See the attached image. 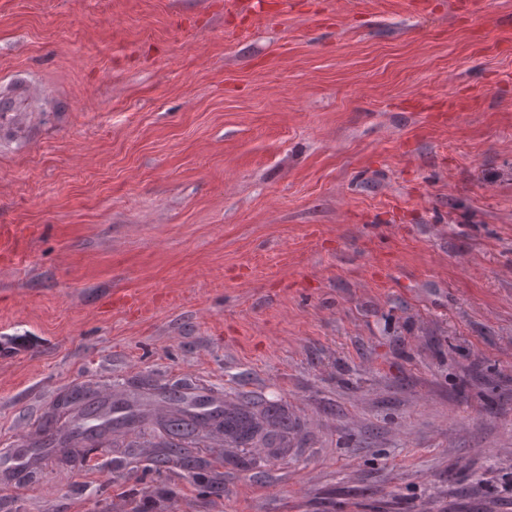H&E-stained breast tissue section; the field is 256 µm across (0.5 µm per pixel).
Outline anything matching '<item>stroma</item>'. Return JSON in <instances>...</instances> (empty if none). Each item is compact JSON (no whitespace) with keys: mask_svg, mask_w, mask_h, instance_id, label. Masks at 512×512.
Here are the masks:
<instances>
[{"mask_svg":"<svg viewBox=\"0 0 512 512\" xmlns=\"http://www.w3.org/2000/svg\"><path fill=\"white\" fill-rule=\"evenodd\" d=\"M0 512H512V0H0ZM183 387L288 446L156 467ZM224 483L221 494L210 484ZM0 468L2 474L9 476L14 484L22 482L35 468L32 452L17 454L15 451H3L0 457Z\"/></svg>","mask_w":512,"mask_h":512,"instance_id":"35a3bbf8","label":"stroma"}]
</instances>
